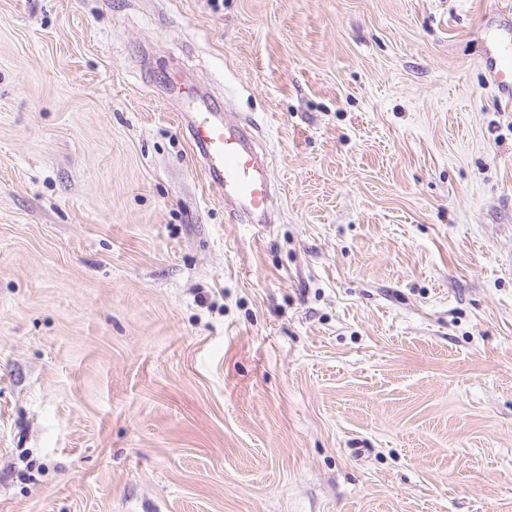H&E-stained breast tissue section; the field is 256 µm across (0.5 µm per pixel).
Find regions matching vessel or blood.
Wrapping results in <instances>:
<instances>
[{"label": "vessel or blood", "mask_w": 512, "mask_h": 512, "mask_svg": "<svg viewBox=\"0 0 512 512\" xmlns=\"http://www.w3.org/2000/svg\"><path fill=\"white\" fill-rule=\"evenodd\" d=\"M496 54L493 81L501 90L512 91V32L501 36ZM167 86L186 100L184 129L210 185L223 194L225 209L247 224L274 223L271 169L250 127L225 119L220 101L187 88L182 75L170 77Z\"/></svg>", "instance_id": "1"}]
</instances>
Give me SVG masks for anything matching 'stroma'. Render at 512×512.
I'll return each mask as SVG.
<instances>
[{
  "instance_id": "obj_1",
  "label": "stroma",
  "mask_w": 512,
  "mask_h": 512,
  "mask_svg": "<svg viewBox=\"0 0 512 512\" xmlns=\"http://www.w3.org/2000/svg\"><path fill=\"white\" fill-rule=\"evenodd\" d=\"M512 0H0V512H512ZM254 122L224 210L165 92ZM510 44L512 45V32L507 31L501 36L495 48L497 59L493 70V81L501 90L508 93L511 90L509 96L512 100V48L509 49Z\"/></svg>"
}]
</instances>
